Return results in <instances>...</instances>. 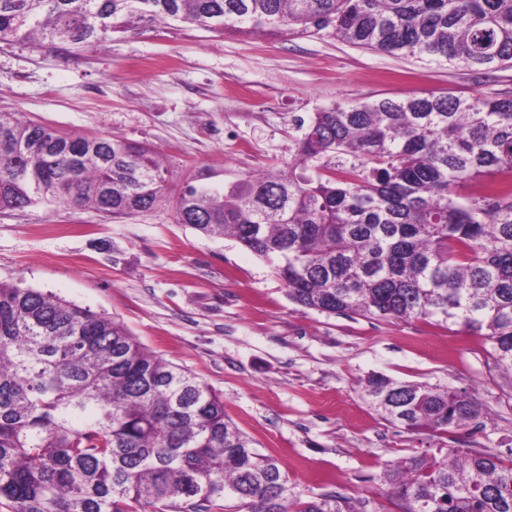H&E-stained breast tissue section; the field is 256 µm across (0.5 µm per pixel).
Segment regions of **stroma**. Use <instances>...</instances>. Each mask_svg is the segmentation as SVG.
Segmentation results:
<instances>
[{
  "mask_svg": "<svg viewBox=\"0 0 512 512\" xmlns=\"http://www.w3.org/2000/svg\"><path fill=\"white\" fill-rule=\"evenodd\" d=\"M495 92H512V67L396 58L324 33L216 35L171 21L79 53L0 43V113L147 144L174 184L197 170L230 183L285 168L302 119L334 103ZM0 280L121 322L221 393L230 419L301 496L336 491L384 505V466L442 445L512 458V385L479 337L299 306L272 264L177 223L171 201L115 218L42 204L2 210ZM371 374L467 390L483 416L467 431H407L363 398Z\"/></svg>",
  "mask_w": 512,
  "mask_h": 512,
  "instance_id": "stroma-1",
  "label": "stroma"
}]
</instances>
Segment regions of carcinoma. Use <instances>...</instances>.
Returning <instances> with one entry per match:
<instances>
[{
    "mask_svg": "<svg viewBox=\"0 0 512 512\" xmlns=\"http://www.w3.org/2000/svg\"><path fill=\"white\" fill-rule=\"evenodd\" d=\"M172 19L218 33L322 31L419 61L512 66V0H0V42L75 53ZM512 95H429L312 113L284 170L228 186L201 170L171 188L146 144L63 133L0 113V210L105 216L174 199L177 222L266 259L295 303L326 315L420 319L490 345L512 380ZM370 405L411 432L481 416L464 392L372 374ZM396 512H512V458L440 448L380 476ZM11 512H368L302 498L221 394L120 322L0 281V501Z\"/></svg>",
    "mask_w": 512,
    "mask_h": 512,
    "instance_id": "carcinoma-1",
    "label": "carcinoma"
}]
</instances>
